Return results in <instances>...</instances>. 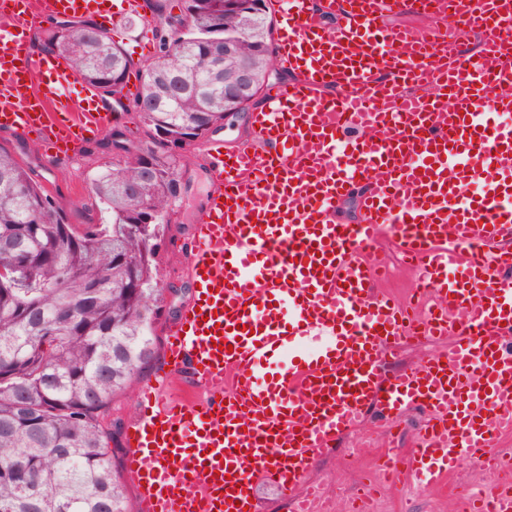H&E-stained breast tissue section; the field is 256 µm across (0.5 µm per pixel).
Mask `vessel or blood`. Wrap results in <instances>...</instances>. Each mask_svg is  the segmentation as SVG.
<instances>
[{
  "instance_id": "1",
  "label": "vessel or blood",
  "mask_w": 512,
  "mask_h": 512,
  "mask_svg": "<svg viewBox=\"0 0 512 512\" xmlns=\"http://www.w3.org/2000/svg\"><path fill=\"white\" fill-rule=\"evenodd\" d=\"M478 55L440 61L447 33L387 24L431 0H285L275 50L296 81L266 90L256 140L214 151L221 191L190 256L191 303L170 330L166 372L141 390L125 467L144 512H255L254 488L284 497L368 409L392 426L422 414L408 457L374 462L394 488H430L512 430V0H448ZM40 14L111 15V0H41ZM0 28V128L51 144L98 132L112 109L56 57ZM83 86L79 108L69 90ZM357 132L345 138L347 129ZM362 186L361 218L336 207ZM471 195H464L465 187ZM391 233L425 272L427 313L376 290L375 248ZM449 340L427 363L389 372L414 329ZM188 370L214 394L165 397ZM512 467L469 512H500Z\"/></svg>"
}]
</instances>
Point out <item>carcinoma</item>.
Returning a JSON list of instances; mask_svg holds the SVG:
<instances>
[{
    "label": "carcinoma",
    "mask_w": 512,
    "mask_h": 512,
    "mask_svg": "<svg viewBox=\"0 0 512 512\" xmlns=\"http://www.w3.org/2000/svg\"><path fill=\"white\" fill-rule=\"evenodd\" d=\"M168 21L160 39L181 56L134 61L93 21H59L41 39L100 91L154 104L131 136L117 121L82 150L99 219L64 212L35 168L0 146V512H132L117 455L112 403L128 394L158 355L165 302L158 249L178 213L173 176L185 155L170 153L158 133L199 137L224 123V82L200 58L224 51V34L242 19H218L210 0H182L173 23L169 0H145ZM243 50L273 69L254 96L284 78L275 69L271 8L253 16ZM180 66L178 82L160 79ZM139 87L124 92L128 75ZM139 186V197L127 188ZM167 219L146 224L147 211Z\"/></svg>",
    "instance_id": "cac0c4a2"
}]
</instances>
